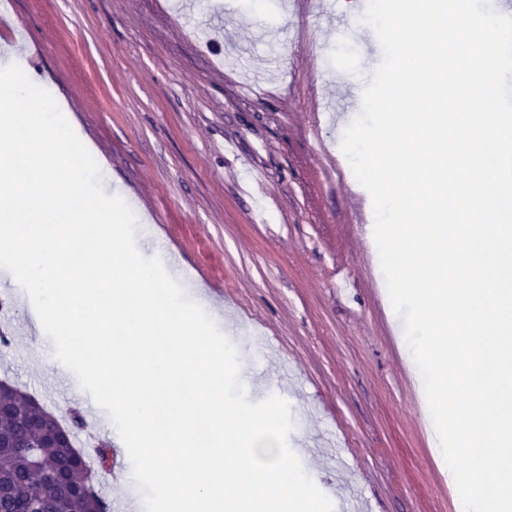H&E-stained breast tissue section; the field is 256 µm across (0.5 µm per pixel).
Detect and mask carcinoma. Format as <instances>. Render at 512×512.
I'll use <instances>...</instances> for the list:
<instances>
[{
  "label": "carcinoma",
  "mask_w": 512,
  "mask_h": 512,
  "mask_svg": "<svg viewBox=\"0 0 512 512\" xmlns=\"http://www.w3.org/2000/svg\"><path fill=\"white\" fill-rule=\"evenodd\" d=\"M82 424L75 415L65 426L17 385L0 383V512H111L88 487L95 469L75 446Z\"/></svg>",
  "instance_id": "obj_1"
}]
</instances>
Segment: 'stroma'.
Masks as SVG:
<instances>
[{
	"label": "stroma",
	"instance_id": "obj_1",
	"mask_svg": "<svg viewBox=\"0 0 512 512\" xmlns=\"http://www.w3.org/2000/svg\"><path fill=\"white\" fill-rule=\"evenodd\" d=\"M28 35L15 61L90 145L102 187L152 199L147 257L224 282L241 382L285 383L290 449L334 506L460 512L384 299L372 200L341 150L351 112L325 98L382 59L367 0H10ZM50 338L0 345V379L61 420ZM341 444L338 476L326 448Z\"/></svg>",
	"mask_w": 512,
	"mask_h": 512
}]
</instances>
